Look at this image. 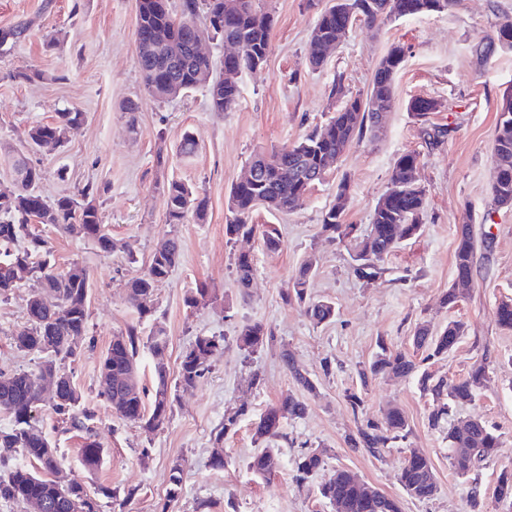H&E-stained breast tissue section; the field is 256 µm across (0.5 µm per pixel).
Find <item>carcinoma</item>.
Instances as JSON below:
<instances>
[{
	"label": "carcinoma",
	"mask_w": 512,
	"mask_h": 512,
	"mask_svg": "<svg viewBox=\"0 0 512 512\" xmlns=\"http://www.w3.org/2000/svg\"><path fill=\"white\" fill-rule=\"evenodd\" d=\"M457 0H333L314 25L307 47L309 64L319 68L326 52L335 46L341 36V27H352L358 21L375 27L392 18L419 16L443 12ZM273 19L263 9L260 0H182L181 9L172 0H138L136 26V59L142 74L146 94L156 102H163L184 94L198 86L208 87L212 109L217 112L233 110L240 101L238 82L213 74L214 65L208 57L192 53L193 40L203 37L228 40L242 48L239 57H224V71L243 72L265 64L271 49ZM512 45V22L498 26L492 36L484 38L481 49L488 53L495 44ZM406 51L401 45L392 46L375 70L366 99L355 97L331 115L311 133L291 145L258 153L250 161L257 174L251 181H236L228 198L229 217L224 225L227 241L240 237L261 236L269 251L281 245L277 228L251 223L257 207L288 212L301 206L311 188L316 171L344 155L355 141L378 128L379 119L373 108L389 107L394 99V79L404 62ZM439 103L432 98H413L408 111L422 124V133L429 143L437 144L448 134V129L428 123L429 115L438 111ZM80 112H61L59 120L51 125H36L28 131V145L35 148L43 139L59 144L81 126ZM495 156L512 159V97L503 100L496 124ZM419 164V154L406 152L395 161L389 187L378 200L369 231L355 234L354 226L344 224L348 182L337 185L336 205L322 216L321 233L332 242L349 237L354 243L353 273L359 279L372 281L385 274L384 259L404 239H410L422 230L426 211V193L413 179ZM13 170L22 175L17 189L0 193V299H10L20 288L15 271L22 268L29 279L45 285L44 291L55 296L60 304L49 308L36 301L26 300L25 325L11 334L15 347L37 355L35 371H0V412L12 418V427L0 431V500L24 504L30 498L47 502L46 512H100L97 499L87 488L72 479L61 482L57 471L65 466V458L48 435L37 424L35 411L41 402L40 373L47 369L66 376L60 399L52 403L58 419L86 435L82 448V465L93 472L102 464L104 449L95 439L92 427L94 412L86 405L82 394L73 384L72 363L76 361L79 346L74 338H85L88 332L90 276L86 268L74 262L67 271L58 272L51 264L49 241L37 233L32 225L51 224L60 231L89 239L100 250L110 252L115 243L105 231L99 207L98 189L88 183L73 194H63L49 201L39 185L41 169L31 165L19 154L12 163ZM166 196V223L182 224L188 214L204 220L207 200L185 183L172 180L164 187ZM493 202L498 206H512V166L494 171ZM478 250L472 227L465 226L457 234L454 252L455 280L470 283ZM181 256L177 238L171 237L155 250L147 269L132 278L127 286V300L139 317L153 315L157 288L165 282ZM237 281L247 288L254 275V261L250 254L235 257ZM316 271V261L307 259L299 268L294 284L298 301L305 302L306 288ZM218 300V294L207 288H198L185 296L184 303L197 309ZM306 316L315 324L332 320L336 315L333 303L312 301L304 308ZM498 325L512 331V299L503 300L496 308ZM463 322L452 320L433 336L427 325L418 326L414 335L417 348L428 351L426 358L452 351L465 334ZM271 333L261 323L243 326L236 336L238 348L249 354L264 348ZM165 328L155 323L146 341H141L137 328L115 336L100 361V374L112 376V390L101 391L105 401H118L114 412L123 420L147 431L164 425L172 412L176 388L195 385L207 369V361L221 353L224 345L213 337L198 336L182 356L178 376L170 382L167 367L154 366L155 385L151 404L145 403L146 391L140 385L138 354L140 347L148 348L154 356L167 347ZM288 369L302 389L316 393L314 382L284 355ZM372 375L392 374L406 377L419 374L418 383L424 394L437 402L429 417L432 427L439 426L454 405L467 403L486 387L488 367L480 361L472 365L467 375L448 382L428 372H419L413 357L380 347L369 365ZM307 403L290 394L279 404L268 407L254 423V440L262 444L248 460V470L267 478L280 468V458L271 446L273 440L283 437V419H301ZM410 427L403 411L389 409L382 421L368 423L358 429L354 447H363L377 455L388 443L405 440ZM500 438L483 420L473 418L448 430V460L461 477L469 475L496 456ZM405 461L400 483L405 493L418 500H429L438 492V483L430 461L414 448L405 449ZM29 459L30 466L14 463L15 456ZM326 451L309 449L298 457V479L308 480L325 466ZM183 465L171 468L169 498L178 497L182 490ZM319 496L339 508V512H400L398 501L358 481L351 472L337 469L318 486ZM496 502L512 508V473H502L493 491Z\"/></svg>",
	"instance_id": "1"
}]
</instances>
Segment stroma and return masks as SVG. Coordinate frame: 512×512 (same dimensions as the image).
I'll return each instance as SVG.
<instances>
[{
    "instance_id": "35a3bbf8",
    "label": "stroma",
    "mask_w": 512,
    "mask_h": 512,
    "mask_svg": "<svg viewBox=\"0 0 512 512\" xmlns=\"http://www.w3.org/2000/svg\"><path fill=\"white\" fill-rule=\"evenodd\" d=\"M329 0H264L274 20L272 46L262 68L239 75L241 101L230 112L211 107L206 87L166 102L147 99L136 62L137 0H0V30L28 24L24 38L0 50V192L16 187L10 161L23 152L27 131L57 122L59 113L80 112L84 121L70 140L26 153L40 168V191L47 199L98 189L97 204L116 247L105 253L91 241L43 226L58 270L83 265L90 276L88 335L73 365V381L94 407L97 440L105 450L101 466L87 472L81 463L83 432L58 421L49 404L36 418L60 448L66 471L100 499L101 512H335L317 487L323 475L296 481L298 455L308 448L328 451L324 473L346 469L396 499L401 512H512L496 503L493 489L501 472H512V331L499 327L495 311L512 298V206L492 202L497 109L512 94V48L496 47L483 57L479 40L512 19V0H460L441 13L393 19L376 28L356 23L321 68L307 62V45L317 15ZM404 46L395 78V99L376 134L366 135L341 157L326 178L312 187L300 208L275 212L258 208L256 224L280 233L281 247L267 251L260 236L227 242L224 224L228 195L252 154L292 144L322 125L345 98L366 93L380 59L392 45ZM30 80H23V73ZM344 96H331L334 80ZM416 96L435 99L431 124L449 127L429 145L408 112ZM139 105L136 128H128L123 107ZM198 143L195 154L180 155L185 133ZM417 152L416 178L426 192L424 230L402 241L386 258V273L375 281L352 270L350 243L330 242L321 233L323 213L335 205L340 180L349 183L344 221L366 231L386 191L395 160ZM179 180L208 201L205 221L165 222L163 187ZM471 225L484 244L477 252L473 283L465 298L448 306L456 231ZM176 234L181 259L156 291L154 317L139 318L126 301L131 278L147 267L158 242ZM250 253L256 265L249 288H239L234 257ZM316 257L308 300H325L335 317L313 324L294 293L300 265ZM217 289V303L192 310L184 297L199 287ZM32 281L0 300V370H32L34 355L10 340L25 323ZM451 320L467 331L447 355L422 367L450 381L462 378L479 360L489 364V383L473 401L453 407L439 427H431V397L417 376L379 375L361 380L359 370L380 347L414 353L419 324L440 332ZM163 323L168 347L163 361L177 377L182 354L199 336H216L224 351L209 362L195 386L178 389L169 421L149 432L117 416L101 398L99 362L114 336L136 327L148 336ZM261 323L273 339L258 353L241 351L235 338L248 323ZM292 353L312 379L316 394L303 395L281 359ZM304 396V418L284 423L276 441L279 471L268 478L247 469L257 451L252 425L283 397ZM362 400L352 409L348 397ZM399 406L411 432L378 457L352 447L360 426L380 421ZM243 408L236 428L221 433L224 415ZM482 418L500 437L498 454L477 479L458 477L448 462V429ZM419 449L431 462L439 490L419 501L404 492L399 474L404 448ZM223 469L212 466L215 451ZM184 462L182 491L169 499L170 469ZM480 488L479 503L471 491ZM117 498L103 497V490Z\"/></svg>"
}]
</instances>
